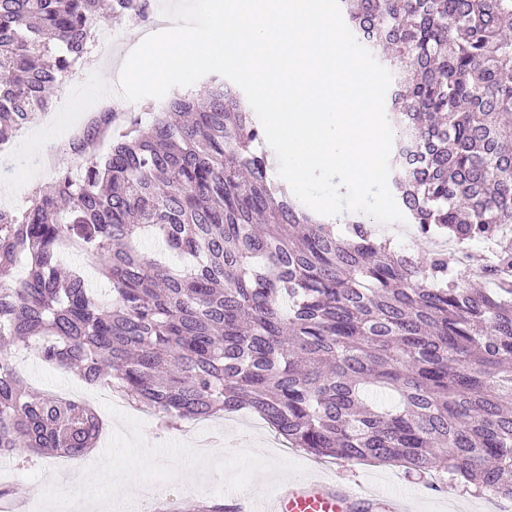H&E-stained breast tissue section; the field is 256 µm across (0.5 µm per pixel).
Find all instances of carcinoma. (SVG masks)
I'll return each mask as SVG.
<instances>
[{
  "mask_svg": "<svg viewBox=\"0 0 512 512\" xmlns=\"http://www.w3.org/2000/svg\"><path fill=\"white\" fill-rule=\"evenodd\" d=\"M370 50L389 47L391 184L423 239L496 244L485 287L424 263L363 219L326 224L273 181L261 122L212 76L143 128L98 112L26 208H0V454L85 455L79 402L24 386L8 349L112 387L169 420L249 408L293 448L399 462L512 499V0H339ZM150 0H0V146L45 110L107 15ZM152 232L188 261L172 269ZM63 247L92 256L98 301ZM23 265L25 276L14 279ZM396 394L378 410L364 387Z\"/></svg>",
  "mask_w": 512,
  "mask_h": 512,
  "instance_id": "obj_1",
  "label": "carcinoma"
}]
</instances>
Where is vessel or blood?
<instances>
[{
  "instance_id": "vessel-or-blood-1",
  "label": "vessel or blood",
  "mask_w": 512,
  "mask_h": 512,
  "mask_svg": "<svg viewBox=\"0 0 512 512\" xmlns=\"http://www.w3.org/2000/svg\"><path fill=\"white\" fill-rule=\"evenodd\" d=\"M234 512H411L402 496L376 497L318 474H309L278 487L260 499L242 496L233 503Z\"/></svg>"
}]
</instances>
